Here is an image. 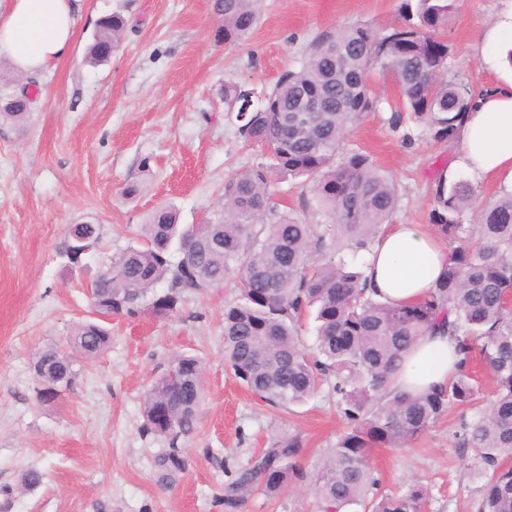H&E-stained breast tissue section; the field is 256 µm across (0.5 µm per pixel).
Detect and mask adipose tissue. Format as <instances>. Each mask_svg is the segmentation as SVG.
I'll return each instance as SVG.
<instances>
[{"mask_svg":"<svg viewBox=\"0 0 512 512\" xmlns=\"http://www.w3.org/2000/svg\"><path fill=\"white\" fill-rule=\"evenodd\" d=\"M81 0H7L0 8V57L32 76L71 51ZM460 162L480 179L512 180V78L478 97L459 129ZM448 264V246L418 224H393L379 234L366 275L377 298L406 305L424 298ZM459 356L446 336H424L407 352L397 386L417 393L447 384Z\"/></svg>","mask_w":512,"mask_h":512,"instance_id":"1","label":"adipose tissue"}]
</instances>
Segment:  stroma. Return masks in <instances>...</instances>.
Here are the masks:
<instances>
[{"instance_id":"stroma-1","label":"stroma","mask_w":512,"mask_h":512,"mask_svg":"<svg viewBox=\"0 0 512 512\" xmlns=\"http://www.w3.org/2000/svg\"><path fill=\"white\" fill-rule=\"evenodd\" d=\"M408 0H262L254 31L224 41L212 0H84L72 54L37 75L25 123L0 120V486L14 495L6 512H224V485L268 442L300 435L306 480L277 497L247 495L236 512H319L308 481L346 423L328 390L305 404L274 408L239 384L224 362L227 288L186 295L178 313L113 317L112 344L81 361L73 384L40 400L32 364L64 345L92 316L86 292L106 257L136 244L160 204L181 223L215 209L224 181L264 162L224 110L226 82L270 89L299 67L311 41L356 24L401 22ZM127 19L111 60L86 55L96 19ZM512 20V0H459L446 38L451 72L476 90L497 71L475 52L485 25ZM385 103L365 115L348 143L369 151L400 188L396 224H427L437 174L470 179L459 149L432 140L408 120L391 129L392 81L376 79ZM140 188L125 196L126 186ZM100 228L98 244L70 263L69 225ZM178 355L200 358L203 401L195 432L181 441L187 468L172 487L156 484L155 457L166 439L141 432L147 391ZM463 419L450 407L404 448L373 449V497L427 490L421 512H475L472 452H460ZM42 472L26 488L29 470Z\"/></svg>"}]
</instances>
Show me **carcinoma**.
<instances>
[{
    "mask_svg": "<svg viewBox=\"0 0 512 512\" xmlns=\"http://www.w3.org/2000/svg\"><path fill=\"white\" fill-rule=\"evenodd\" d=\"M226 42H238L256 27L260 0H214ZM457 0H417L415 18L391 28L360 24L316 37L297 69L281 74L250 112L235 111L256 89L224 85V105L236 112L239 135L267 149L270 164L235 174L200 224H178L177 212L159 207L141 226V242L105 260L91 305L95 315L157 316L177 313L189 293L225 284L235 296L224 306V359L236 379L261 401L286 408L306 402L327 384L348 423L320 470L310 478L323 512L362 506L368 512H418L425 492L368 499L376 479L369 466L374 448H399L422 436L450 406L471 412L456 432V445L470 449L469 470L482 481L477 512H512V191L502 190L464 224L476 189L466 181L434 182L429 224L453 243L448 267L433 291L408 306L386 303L366 288L370 251L399 202L396 181L372 155L346 146L351 127L382 99L373 74L394 79L399 104L390 117L417 120L439 143L459 142L462 115L476 92L448 78L452 51L441 33ZM124 17L107 14L97 22L88 62L104 65L117 50ZM31 84L12 78L0 84V118L25 121L33 102ZM309 98L317 112H303ZM275 175L304 177L309 194L299 199L336 227L300 220L279 207L271 193ZM166 283L158 294L156 286ZM315 339L302 340L306 318ZM448 334L462 359L448 385L421 394L399 393L391 378L420 336ZM102 322L80 323L66 347H51L33 363L37 378L61 392L71 385L79 359L100 355L111 344ZM480 359L496 390L485 398L467 372ZM202 366L195 357L171 361L144 401L141 431L166 438L169 448L154 460L156 482L166 488L186 468L178 448L191 435L202 402ZM299 435L274 438L224 487V508L237 509L245 495L279 496L295 479Z\"/></svg>",
    "mask_w": 512,
    "mask_h": 512,
    "instance_id": "1",
    "label": "carcinoma"
}]
</instances>
